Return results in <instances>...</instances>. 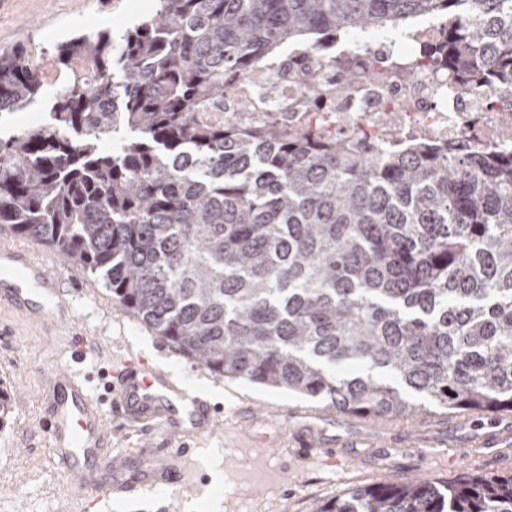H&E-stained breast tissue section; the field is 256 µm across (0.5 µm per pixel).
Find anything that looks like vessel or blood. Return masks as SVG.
Instances as JSON below:
<instances>
[{
  "mask_svg": "<svg viewBox=\"0 0 512 512\" xmlns=\"http://www.w3.org/2000/svg\"><path fill=\"white\" fill-rule=\"evenodd\" d=\"M8 302L27 318L57 329L72 321L74 311L57 277L38 253L36 244L19 247L0 241V303ZM45 414L41 425L48 435L52 457L67 475V497L81 499L84 512H96L107 499H136L152 491L186 489L190 483L183 465L189 440L210 436L218 423L215 406L158 364L138 356L112 363L107 390L109 402L93 395L84 379L68 367L52 368L43 378ZM152 436H163L166 450L151 449L144 460H113L112 430L106 411ZM335 419L330 408H292L285 420L284 448L299 456H320L324 463L349 459L351 444L391 448L395 442L376 423L373 436L337 441L327 426ZM493 458L504 454L503 437L482 432L471 442Z\"/></svg>",
  "mask_w": 512,
  "mask_h": 512,
  "instance_id": "1",
  "label": "vessel or blood"
}]
</instances>
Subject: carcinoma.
<instances>
[{"instance_id": "obj_1", "label": "carcinoma", "mask_w": 512, "mask_h": 512, "mask_svg": "<svg viewBox=\"0 0 512 512\" xmlns=\"http://www.w3.org/2000/svg\"><path fill=\"white\" fill-rule=\"evenodd\" d=\"M158 0L54 49L52 122L0 138V228L57 248L209 370L345 413L512 412V155L362 156L212 114L224 73L448 17V72L512 97V0ZM78 59L90 62L79 69ZM43 74L0 49V115ZM318 512H512V475L371 484Z\"/></svg>"}]
</instances>
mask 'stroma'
Listing matches in <instances>:
<instances>
[{
    "label": "stroma",
    "mask_w": 512,
    "mask_h": 512,
    "mask_svg": "<svg viewBox=\"0 0 512 512\" xmlns=\"http://www.w3.org/2000/svg\"><path fill=\"white\" fill-rule=\"evenodd\" d=\"M156 4L157 0H0V48L26 52L44 72L37 101L0 117V135L49 122L59 94L52 58L57 44L92 30L108 31L113 40H120L128 28L151 15ZM41 253L74 290L76 318L70 327L50 335L19 311L0 307V389L11 400L8 424L0 428V512H80L78 501L62 499L63 476L40 430V375L58 365H73L89 374V387L98 395L103 391L99 371L129 353L168 365L210 394L223 408L222 423L217 434L196 445L201 483L194 491H164L155 503L112 500L103 512H317L329 498L370 482L429 479L448 486L469 475L512 474V463H497L479 453L449 463L443 448H403L380 468L372 467L368 448L356 449L355 459L338 466L298 460L277 445L286 428L281 417L274 424L255 426L251 435H241L235 414L241 400L284 411L303 404V397L212 372L119 307L94 276L68 263L57 249L45 245ZM413 426L420 434L446 432L462 444L476 429L512 434V412H480L472 418L465 412L433 408Z\"/></svg>",
    "instance_id": "stroma-1"
}]
</instances>
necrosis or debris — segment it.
Wrapping results in <instances>:
<instances>
[{"mask_svg": "<svg viewBox=\"0 0 512 512\" xmlns=\"http://www.w3.org/2000/svg\"><path fill=\"white\" fill-rule=\"evenodd\" d=\"M447 33V21L425 15L408 28L282 52L265 63L262 76L225 77L224 123L303 126L375 155L411 146L422 130L444 146L497 150L512 113L503 111L495 88L448 86V70L432 54Z\"/></svg>", "mask_w": 512, "mask_h": 512, "instance_id": "4bbe7bcc", "label": "necrosis or debris"}]
</instances>
